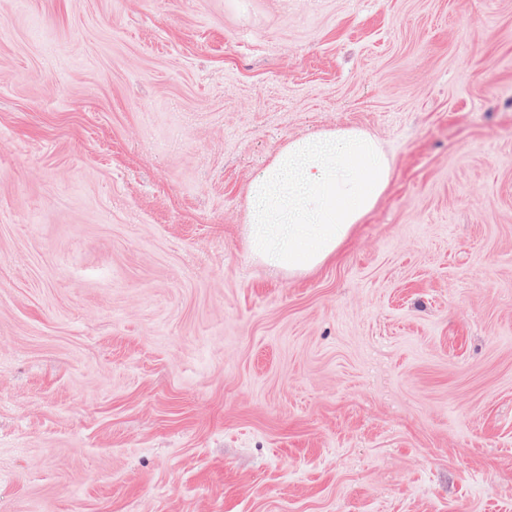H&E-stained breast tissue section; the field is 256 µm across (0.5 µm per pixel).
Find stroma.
Segmentation results:
<instances>
[{"mask_svg": "<svg viewBox=\"0 0 512 512\" xmlns=\"http://www.w3.org/2000/svg\"><path fill=\"white\" fill-rule=\"evenodd\" d=\"M336 128L388 189L254 261ZM0 512H512V0H0ZM391 178L380 143L359 129L289 140L250 182L248 249L288 276L336 257Z\"/></svg>", "mask_w": 512, "mask_h": 512, "instance_id": "stroma-1", "label": "stroma"}]
</instances>
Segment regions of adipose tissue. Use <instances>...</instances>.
<instances>
[{
    "label": "adipose tissue",
    "mask_w": 512,
    "mask_h": 512,
    "mask_svg": "<svg viewBox=\"0 0 512 512\" xmlns=\"http://www.w3.org/2000/svg\"><path fill=\"white\" fill-rule=\"evenodd\" d=\"M390 178L380 143L362 130L288 141L249 184L250 253L291 276L314 271L335 258Z\"/></svg>",
    "instance_id": "ef3b65f1"
}]
</instances>
